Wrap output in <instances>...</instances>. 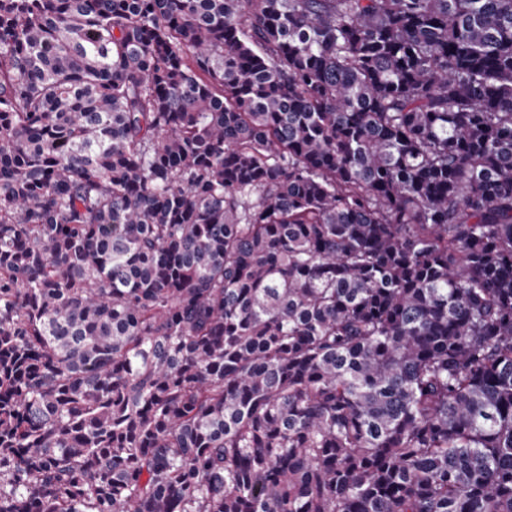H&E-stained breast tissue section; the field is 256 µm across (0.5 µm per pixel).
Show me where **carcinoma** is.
I'll use <instances>...</instances> for the list:
<instances>
[{"mask_svg": "<svg viewBox=\"0 0 512 512\" xmlns=\"http://www.w3.org/2000/svg\"><path fill=\"white\" fill-rule=\"evenodd\" d=\"M0 512H512V0H0Z\"/></svg>", "mask_w": 512, "mask_h": 512, "instance_id": "obj_1", "label": "carcinoma"}]
</instances>
